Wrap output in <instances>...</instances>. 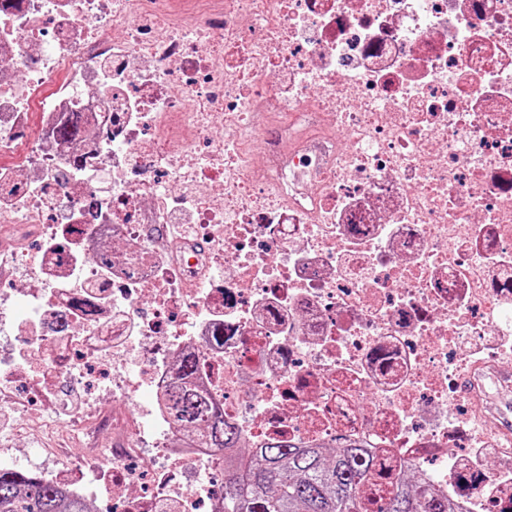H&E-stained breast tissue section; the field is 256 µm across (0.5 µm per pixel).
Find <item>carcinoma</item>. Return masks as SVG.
Segmentation results:
<instances>
[{"label":"carcinoma","instance_id":"1","mask_svg":"<svg viewBox=\"0 0 512 512\" xmlns=\"http://www.w3.org/2000/svg\"><path fill=\"white\" fill-rule=\"evenodd\" d=\"M174 408L186 427L204 429L208 447H240V435L224 422L220 407L194 390H178ZM369 462L361 444L325 451L273 439L224 473L223 512H449L447 497L397 471L387 475L386 499L372 502L365 493L371 484ZM0 512L90 510L83 500L60 498L49 484L0 469Z\"/></svg>","mask_w":512,"mask_h":512}]
</instances>
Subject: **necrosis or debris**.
<instances>
[{
  "label": "necrosis or debris",
  "instance_id": "1",
  "mask_svg": "<svg viewBox=\"0 0 512 512\" xmlns=\"http://www.w3.org/2000/svg\"><path fill=\"white\" fill-rule=\"evenodd\" d=\"M0 224V388L112 438L0 467L216 512L189 355L242 447L358 440L458 512L512 500L457 387L512 367V0H0Z\"/></svg>",
  "mask_w": 512,
  "mask_h": 512
}]
</instances>
